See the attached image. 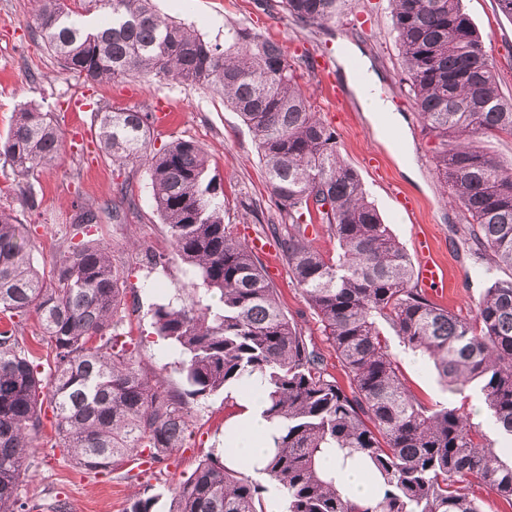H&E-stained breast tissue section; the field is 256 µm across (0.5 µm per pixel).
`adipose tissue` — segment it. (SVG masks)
I'll return each mask as SVG.
<instances>
[{"label": "adipose tissue", "instance_id": "obj_1", "mask_svg": "<svg viewBox=\"0 0 512 512\" xmlns=\"http://www.w3.org/2000/svg\"><path fill=\"white\" fill-rule=\"evenodd\" d=\"M238 401L242 412L237 423L224 436V455L258 467L269 452L271 437L277 433L279 423L264 417L266 398L262 393H242Z\"/></svg>", "mask_w": 512, "mask_h": 512}]
</instances>
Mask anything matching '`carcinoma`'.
<instances>
[{"label": "carcinoma", "mask_w": 512, "mask_h": 512, "mask_svg": "<svg viewBox=\"0 0 512 512\" xmlns=\"http://www.w3.org/2000/svg\"><path fill=\"white\" fill-rule=\"evenodd\" d=\"M102 25L88 28L68 0H37L41 37L62 67L89 83L130 75L211 86L253 135L280 220L283 257L317 315L348 386L327 372L320 350L281 309L276 288L248 244L224 223V186L207 153L177 139L147 150L151 114L97 113L98 141L113 161H142L155 211L192 277L152 310L157 336L179 353L183 386L163 390L119 333L134 311L122 272L101 245L78 244L50 275L34 266L27 225L0 208V512H24L19 475L43 430L49 403L58 448L76 467L110 474L132 457L161 463L183 446L187 399L261 381L265 417L283 427L262 472L285 490L286 512H482L472 488L512 508V460L490 433L512 438V279L496 280L463 317L430 301L368 200L358 173L338 154L336 133L312 112L279 45L244 26H224V44L160 14L152 0H93ZM346 0H275L303 27H324ZM392 29L428 134L439 140L434 170L452 190L470 237L512 269V170L466 138L512 137V101L461 0H390ZM64 141L51 113L27 104L0 155L27 179L54 162ZM111 202L75 205L73 230L100 223ZM336 237V258L312 245L306 224ZM189 295L190 302L183 301ZM35 312L55 370L43 384L13 318ZM432 363L451 393L479 387L488 429L460 408L423 405L402 379L380 330ZM359 466L377 500L352 497L328 458ZM167 512H271L269 488L214 453L169 488ZM146 487L125 512H155Z\"/></svg>", "instance_id": "obj_1"}]
</instances>
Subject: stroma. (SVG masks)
I'll return each mask as SVG.
<instances>
[{
    "instance_id": "obj_1",
    "label": "stroma",
    "mask_w": 512,
    "mask_h": 512,
    "mask_svg": "<svg viewBox=\"0 0 512 512\" xmlns=\"http://www.w3.org/2000/svg\"><path fill=\"white\" fill-rule=\"evenodd\" d=\"M262 2L154 0L161 14L192 25L210 41L223 42L225 24L235 23L278 42L288 61L296 64L297 82L308 92L312 110L335 130L341 158L358 172L396 241L414 260L418 241L428 239L446 268L447 292L435 296V303L470 315L490 283L512 278V270L477 254L462 214L442 194L433 165L436 142L424 131L401 81L388 0H348L322 29L299 26L285 12L267 11ZM461 6L496 64L500 94L512 100V19L498 10L496 0H461ZM36 10L34 0H0V138L6 136L15 112L23 104L35 103L53 114L65 141L61 157L28 179L38 200L33 209L25 205L16 175L0 157V207L27 225L35 264L48 269L66 255L75 200L95 205L111 198L114 185L125 184L135 207H122L121 223L103 219L93 227L90 240L108 246L113 263L125 271L127 299L137 311L126 318L123 329L132 337L134 356L152 368L166 389L181 387L179 355L155 335L151 312L156 303L173 295L175 286L186 282L184 266L152 206L146 167L112 161L96 138L95 124L97 113L110 107L167 114L168 125L151 124L149 150L158 151L180 138L205 149L210 173L224 185L225 223L238 240L257 238L266 243L260 258L285 313L320 349L328 372L341 376L333 347L289 274L280 239L266 224L277 209L253 137L240 116L225 105L220 93L206 86L137 76L85 83L77 73L62 70L56 57L42 47ZM356 49L370 62L383 97L400 118L392 131H384L382 115L363 111L349 83L350 78L363 76L362 70L348 68ZM149 253L164 255L165 264H147ZM384 335L420 401L429 406L453 401L470 412L474 422L488 424L476 389L450 394L434 368L405 350L392 329H385ZM187 409L192 425L183 448L137 475L124 468L109 474L79 470L56 448L53 426L45 425L18 479V498L29 512H55L61 500L68 502L70 512H123L144 484L167 490L188 478L207 453L222 452L224 428L240 413L236 395L221 392L190 401Z\"/></svg>"
}]
</instances>
